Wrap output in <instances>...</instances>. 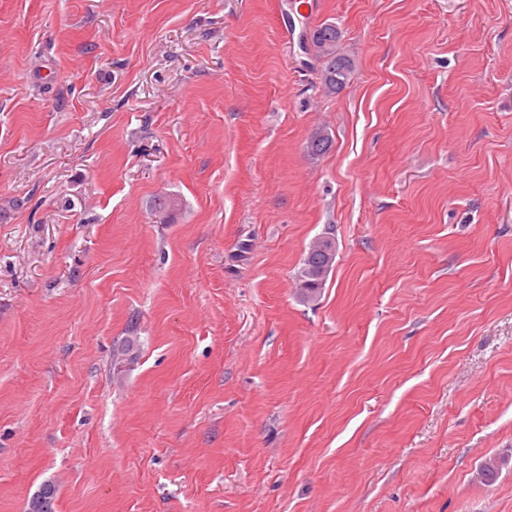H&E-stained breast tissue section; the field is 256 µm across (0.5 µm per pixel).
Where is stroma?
Returning a JSON list of instances; mask_svg holds the SVG:
<instances>
[{
  "instance_id": "stroma-1",
  "label": "stroma",
  "mask_w": 512,
  "mask_h": 512,
  "mask_svg": "<svg viewBox=\"0 0 512 512\" xmlns=\"http://www.w3.org/2000/svg\"><path fill=\"white\" fill-rule=\"evenodd\" d=\"M321 3L0 0V512H512V0ZM339 32L331 23H322L313 30V55L320 63L319 80L327 93L335 94L344 90L354 75V62L338 51ZM310 37L307 50L312 54ZM335 257L336 242L329 236L317 238L310 246L297 274L299 295L304 302L319 298Z\"/></svg>"
}]
</instances>
